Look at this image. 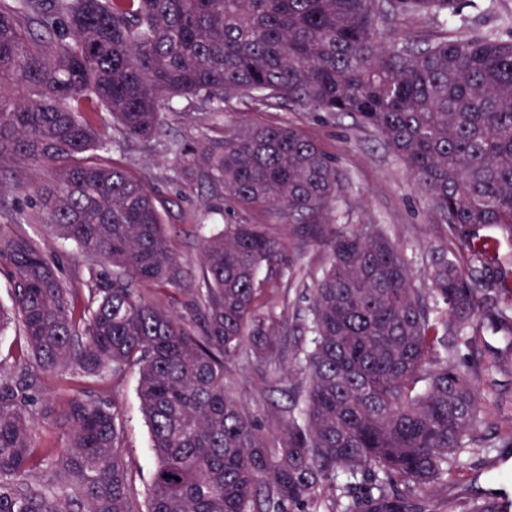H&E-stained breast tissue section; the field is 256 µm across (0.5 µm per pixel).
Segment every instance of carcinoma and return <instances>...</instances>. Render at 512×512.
Segmentation results:
<instances>
[{
  "label": "carcinoma",
  "mask_w": 512,
  "mask_h": 512,
  "mask_svg": "<svg viewBox=\"0 0 512 512\" xmlns=\"http://www.w3.org/2000/svg\"><path fill=\"white\" fill-rule=\"evenodd\" d=\"M459 0H0V169L53 165L29 187L84 271L59 267L20 233L0 232L24 350L0 360V512H139L108 403L39 394L45 372L115 378L138 366L137 395L156 469L147 512H436L426 499L467 468L480 422L479 381L501 358L461 369L488 320L512 335V273L493 228L512 236V19L509 37L461 30L415 39L408 18L457 15ZM256 96L350 115L402 162L464 246L441 251L430 288L411 287L402 249L377 225L324 231L327 264L310 289L306 345L292 354L288 415L263 428L228 391L229 367L278 373L286 351L260 310L278 255L261 224L205 239L188 282L155 197L124 168L81 163L154 137L166 101ZM111 122L95 126L89 113ZM198 161L242 205L288 222L316 219L342 192L336 161L297 127L257 125L203 140ZM171 288L166 300L145 295ZM180 304L183 315L175 310ZM64 427L60 452L38 448L22 400Z\"/></svg>",
  "instance_id": "carcinoma-1"
}]
</instances>
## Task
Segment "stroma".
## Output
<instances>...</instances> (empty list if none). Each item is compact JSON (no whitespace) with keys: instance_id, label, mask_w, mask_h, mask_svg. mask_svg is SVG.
<instances>
[{"instance_id":"1","label":"stroma","mask_w":512,"mask_h":512,"mask_svg":"<svg viewBox=\"0 0 512 512\" xmlns=\"http://www.w3.org/2000/svg\"><path fill=\"white\" fill-rule=\"evenodd\" d=\"M510 15L512 0H497L489 13L467 6L452 19L416 17L406 21L403 29L415 38L451 34L465 24L490 31L500 29L502 19ZM273 120L298 127L335 158L343 187L337 207L345 213L346 223L379 225L403 248L415 287L427 288L433 253L457 250L458 243L430 201L414 188L397 158L352 117L289 105L269 109L257 100L242 97L226 99L223 113L216 115L180 98L170 100L164 109L161 135L147 143L113 142L110 156L159 200L166 232L190 279L200 275L201 242L206 230L226 224L265 226L279 245L283 260L273 273V287L263 291L260 302L263 310L277 318L280 343L293 351L306 340L309 290L306 284L289 281L288 272L300 268L319 276L326 258L323 248L310 225L288 223L266 206L232 202L223 186L212 184L204 169L189 157L190 150L202 140L220 139L225 133ZM50 175L47 167L14 165L1 169L0 183L6 190L0 194V211L16 217L15 232L39 244L68 277L83 266L84 258L73 244L55 239L40 218L35 198L26 191L32 181ZM511 352L512 337L488 326L473 347L455 348L454 359L462 368L473 369L491 354ZM496 378L500 382L498 390L482 392L483 417L474 431L479 445L469 450V466L462 476L435 491L436 512H479L483 502L496 492L503 490L512 495V364L503 363ZM137 382L138 370L133 366L114 379L83 377L70 370L38 377L42 394L50 398L64 400L80 393L107 400L121 412L122 457L134 489L142 497L156 462L136 393ZM229 386L266 430H277L288 399L262 367L238 362L230 369Z\"/></svg>"}]
</instances>
